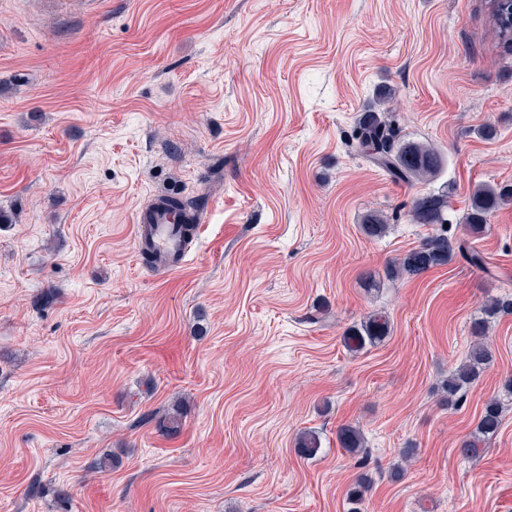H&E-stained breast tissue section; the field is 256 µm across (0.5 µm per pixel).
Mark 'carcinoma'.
<instances>
[{"instance_id":"carcinoma-1","label":"carcinoma","mask_w":512,"mask_h":512,"mask_svg":"<svg viewBox=\"0 0 512 512\" xmlns=\"http://www.w3.org/2000/svg\"><path fill=\"white\" fill-rule=\"evenodd\" d=\"M491 21L495 40L503 47L512 49V0H494ZM398 94L399 90L391 86L377 90L376 105L363 110L356 117L351 134L352 145L396 183L411 186L429 183L445 168L446 156L430 143L401 140ZM510 204L512 184L477 185L469 196L467 212L463 217L466 234L472 238L481 236L493 214ZM406 215L413 224L430 226L431 233L418 247L387 267L389 278L420 275L433 267L446 265L457 257L473 267L486 268L484 256L470 241L454 238L444 228V224L448 223L447 189H430L412 197ZM387 224L385 215L369 212L363 216L361 228L369 236H379L385 232ZM506 315H512L510 295L491 296L481 305L478 315L471 322V334L479 338V342L473 345L465 361L448 374L444 383L448 402H456L481 377L491 358L488 346L481 338L486 336L492 322ZM390 332L388 318L374 313L349 326L343 334V344L350 352H360L376 346ZM501 423L500 403L491 400L486 403L474 431L462 441L460 454L464 457L476 455L478 448L498 432ZM338 439L352 455L365 448L363 433L349 424L339 428ZM295 448L300 456L314 458L321 449L320 438L314 431H304L296 439Z\"/></svg>"}]
</instances>
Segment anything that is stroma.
<instances>
[{"label":"stroma","mask_w":512,"mask_h":512,"mask_svg":"<svg viewBox=\"0 0 512 512\" xmlns=\"http://www.w3.org/2000/svg\"><path fill=\"white\" fill-rule=\"evenodd\" d=\"M381 83L402 139L444 151L463 236L472 189L512 183L489 0H0V512H347L364 474L362 512H512V315L464 403L442 390L479 306L512 295V205L473 241L488 271L367 290L428 232L403 211L425 185L351 145ZM160 192L203 199L177 273L134 251ZM371 313L389 336L349 352ZM493 398L497 435L462 457ZM338 439L341 446L352 455H357L365 448V438L359 428L344 425L338 430Z\"/></svg>","instance_id":"obj_1"}]
</instances>
